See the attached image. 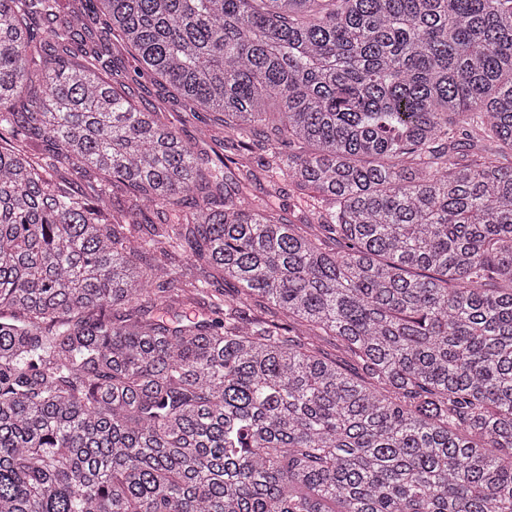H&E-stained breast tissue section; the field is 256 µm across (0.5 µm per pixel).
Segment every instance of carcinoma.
I'll list each match as a JSON object with an SVG mask.
<instances>
[{
    "label": "carcinoma",
    "instance_id": "cac0c4a2",
    "mask_svg": "<svg viewBox=\"0 0 512 512\" xmlns=\"http://www.w3.org/2000/svg\"><path fill=\"white\" fill-rule=\"evenodd\" d=\"M94 2L0 0V512H512V0ZM139 84H131V93L139 105L157 106L167 112H180L179 106L164 94L161 88L150 81L146 76L139 78ZM254 193L259 196L270 207L276 210L287 212L292 220L299 224V221L311 217L312 201L309 198L298 200L286 183H281L277 190L268 187L269 174L253 166Z\"/></svg>",
    "mask_w": 512,
    "mask_h": 512
}]
</instances>
